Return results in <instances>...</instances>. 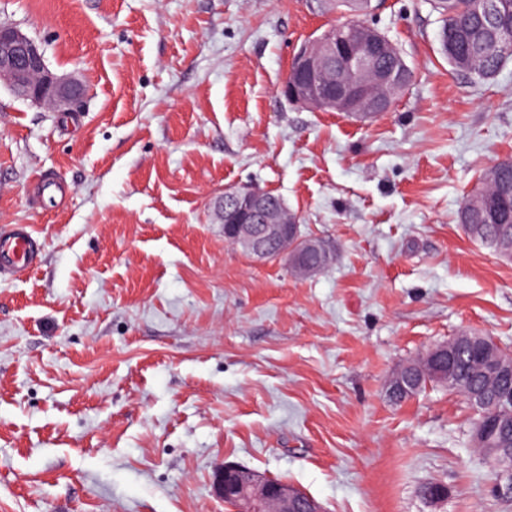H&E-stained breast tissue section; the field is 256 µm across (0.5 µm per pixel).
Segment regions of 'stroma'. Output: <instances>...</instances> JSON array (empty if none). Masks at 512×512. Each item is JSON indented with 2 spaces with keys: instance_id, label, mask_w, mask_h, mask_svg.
<instances>
[{
  "instance_id": "35a3bbf8",
  "label": "stroma",
  "mask_w": 512,
  "mask_h": 512,
  "mask_svg": "<svg viewBox=\"0 0 512 512\" xmlns=\"http://www.w3.org/2000/svg\"><path fill=\"white\" fill-rule=\"evenodd\" d=\"M343 19L307 0H0L87 89L68 123L0 86V227L42 242L0 277V512H234L214 491L228 464L326 512H512L464 398L386 395L460 333L512 352V261L457 222L512 159V60L452 72L430 0H372L409 86L366 121L292 104L293 53ZM244 185L331 264L301 278L227 243L215 203Z\"/></svg>"
}]
</instances>
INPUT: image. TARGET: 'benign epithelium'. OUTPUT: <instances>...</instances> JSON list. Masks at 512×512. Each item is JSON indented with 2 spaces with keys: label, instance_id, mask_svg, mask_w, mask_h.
Returning a JSON list of instances; mask_svg holds the SVG:
<instances>
[{
  "label": "benign epithelium",
  "instance_id": "7a95c632",
  "mask_svg": "<svg viewBox=\"0 0 512 512\" xmlns=\"http://www.w3.org/2000/svg\"><path fill=\"white\" fill-rule=\"evenodd\" d=\"M481 18L493 32L502 27L504 11L499 0H482ZM400 58L396 46L382 33L362 21L333 26L304 43L293 54L281 93L290 102L312 111L343 112L356 118L387 111L396 92L412 80L408 67L381 65ZM20 97L53 112H70L85 93V86L51 72L41 47L16 26L0 23V84ZM216 209L224 224V238L245 253L265 260L288 256L299 223L284 201L272 192L247 187L226 190ZM476 334H462L427 350L423 360L411 366L420 375L452 361L458 348L478 342ZM478 362L492 365V375L512 376V359L486 350ZM473 444L487 457L512 455V448H492L487 430L473 434ZM215 493L235 503V512H325L306 491L288 483L261 476L244 467L226 465L214 482Z\"/></svg>",
  "mask_w": 512,
  "mask_h": 512
}]
</instances>
